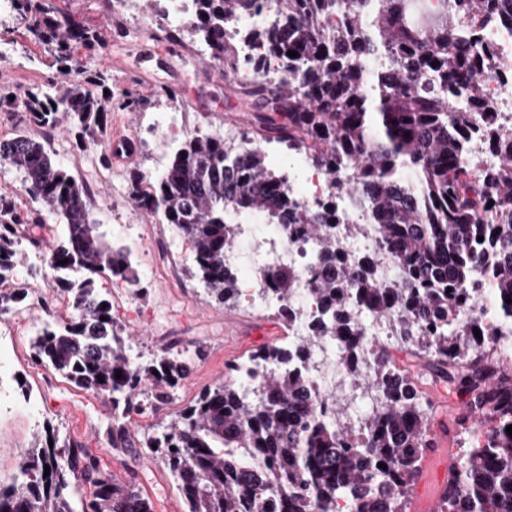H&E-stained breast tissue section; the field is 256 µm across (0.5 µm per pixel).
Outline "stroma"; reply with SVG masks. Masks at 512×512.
<instances>
[{
    "mask_svg": "<svg viewBox=\"0 0 512 512\" xmlns=\"http://www.w3.org/2000/svg\"><path fill=\"white\" fill-rule=\"evenodd\" d=\"M55 9L78 25L100 33L104 46L89 65L112 76V95L139 98L133 110L112 107L102 134L85 150L74 146L67 120L36 129L53 158L81 185L92 187V211L107 240L123 248L136 283L100 277L96 286L112 303V314L130 338L131 351L150 359L164 347L181 351L189 372L167 402L149 391L136 393L123 420L131 436L161 432L177 412L205 387L227 377L229 365L246 360L264 345H282L288 330L274 310L216 305L202 283L188 276L195 261L192 244L158 217L141 210L129 194L130 173L160 174L179 142L172 126L213 135L235 134L246 124L243 104L228 91L229 80L199 43L160 37L178 21L153 10L151 0H52ZM64 77L50 67L42 46L19 21L13 0H0V90L16 95L33 87L45 91ZM119 139L132 141L131 153L101 163L102 152ZM34 247H25L13 271V285L25 299L0 316V485L12 484L18 449L46 429L98 459L118 479L135 484L154 512H186L183 498L165 465L144 448H115L106 431L112 423V398L105 392L75 388L33 357L31 340L50 315L65 308L55 285L37 273ZM432 406L431 437L447 440L446 451L423 453L420 476L448 480L474 432L460 425L459 401L446 385L422 380Z\"/></svg>",
    "mask_w": 512,
    "mask_h": 512,
    "instance_id": "35a3bbf8",
    "label": "stroma"
}]
</instances>
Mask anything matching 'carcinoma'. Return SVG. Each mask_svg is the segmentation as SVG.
Instances as JSON below:
<instances>
[{"label": "carcinoma", "instance_id": "1", "mask_svg": "<svg viewBox=\"0 0 512 512\" xmlns=\"http://www.w3.org/2000/svg\"><path fill=\"white\" fill-rule=\"evenodd\" d=\"M19 2L26 31L53 64L67 68V83L53 95L3 93L0 112L22 110L40 127L63 117L80 137H94L112 108L109 77L86 63L99 35L55 11L51 0ZM191 2V20L167 37L198 36L210 58L234 72L241 63L230 30L265 3L269 20L245 33L264 48L251 65L265 77L236 84L254 147L242 151L234 139L191 134L159 175L132 174L130 194L192 242L193 276L225 307L237 304L239 285L224 253L247 216H263L286 237L311 238L320 266L310 275L285 266L268 276L285 303L308 279L321 313L293 348L262 347L231 368L236 376L248 369L259 384L242 391L230 380L204 389L140 445L163 460L187 512H337L341 502L350 512H406L429 414L415 376L385 345L368 346L353 315L396 311L398 341L465 407L486 414L482 439L448 477L441 512H512V371L488 358L493 341L477 311L489 294L504 321L512 318V130L485 120L492 105L482 84L494 65L485 34L512 26V0L498 7L455 0L456 9L430 26L410 19L407 0ZM92 82L107 92L93 95ZM272 141L333 180L355 171L377 242L396 259L389 279L368 255L336 258V200L296 202L288 178L266 166L261 143ZM0 161L20 174L29 199L66 227L41 262L58 273L72 313L44 322L32 345L37 359L78 388L109 393L115 409L147 387L155 401H166L184 378V363L163 350L149 364L131 366L130 345L95 277L137 280L128 255L103 240L90 194L27 133L0 140ZM39 222L0 195V315L24 299L4 285L26 229ZM325 339L339 344L355 377L382 393L383 402L364 415L360 437L321 411L309 387L300 358ZM108 437L114 448L132 446L123 423H112ZM15 469L13 483L0 485V512H153L134 484L50 432L34 437ZM84 484L94 487L92 498L77 511L71 488Z\"/></svg>", "mask_w": 512, "mask_h": 512}]
</instances>
